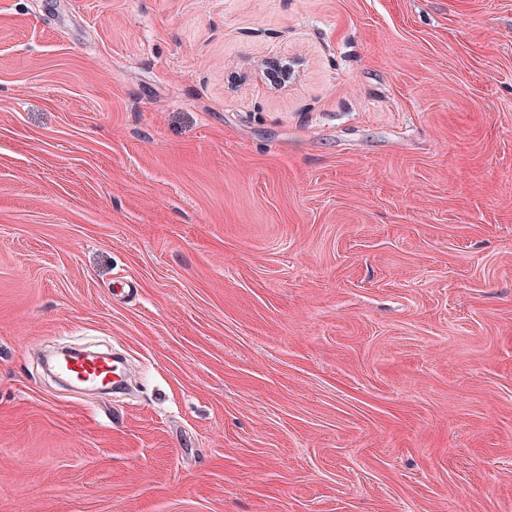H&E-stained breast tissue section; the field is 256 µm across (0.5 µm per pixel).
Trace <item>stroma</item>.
Returning a JSON list of instances; mask_svg holds the SVG:
<instances>
[{
    "instance_id": "obj_1",
    "label": "stroma",
    "mask_w": 512,
    "mask_h": 512,
    "mask_svg": "<svg viewBox=\"0 0 512 512\" xmlns=\"http://www.w3.org/2000/svg\"><path fill=\"white\" fill-rule=\"evenodd\" d=\"M0 512H512V0H0ZM60 369L65 377L76 380L79 388L95 391L115 388L123 376L116 362L102 355L92 359L64 360Z\"/></svg>"
}]
</instances>
